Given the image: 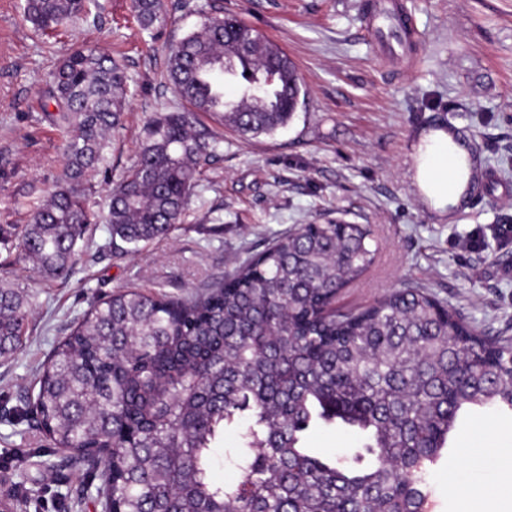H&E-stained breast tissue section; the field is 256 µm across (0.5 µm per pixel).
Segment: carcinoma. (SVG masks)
Instances as JSON below:
<instances>
[{
  "label": "carcinoma",
  "mask_w": 512,
  "mask_h": 512,
  "mask_svg": "<svg viewBox=\"0 0 512 512\" xmlns=\"http://www.w3.org/2000/svg\"><path fill=\"white\" fill-rule=\"evenodd\" d=\"M85 4L26 0L24 15L47 32L76 24ZM132 10L145 30L167 23L161 0H132ZM226 59L238 86L256 72L274 84L225 100ZM160 81L186 107L156 114L112 187L105 223L119 256L167 237L188 210L221 143L200 116L271 135L302 93L278 44L219 12L167 47ZM127 83L116 58L86 45L48 74L67 166L27 224L0 226V243L50 276L73 273L75 248L97 223L86 185L122 125ZM376 252L366 224H300L206 292H114L74 321L17 417L33 418L47 446L98 464L99 492L117 512H428V468L461 412L512 410V340L481 334L419 289L336 308ZM29 314L26 297L1 284L0 358L22 348ZM317 426L366 434L370 467L305 448ZM239 427L241 447L224 451L237 471L228 485L212 453Z\"/></svg>",
  "instance_id": "1"
}]
</instances>
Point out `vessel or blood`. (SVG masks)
Returning a JSON list of instances; mask_svg holds the SVG:
<instances>
[{
	"mask_svg": "<svg viewBox=\"0 0 512 512\" xmlns=\"http://www.w3.org/2000/svg\"><path fill=\"white\" fill-rule=\"evenodd\" d=\"M365 26L377 50L386 57L411 63L414 27L410 17L390 7L388 0H366Z\"/></svg>",
	"mask_w": 512,
	"mask_h": 512,
	"instance_id": "vessel-or-blood-1",
	"label": "vessel or blood"
}]
</instances>
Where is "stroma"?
Wrapping results in <instances>:
<instances>
[{"instance_id": "35a3bbf8", "label": "stroma", "mask_w": 512, "mask_h": 512, "mask_svg": "<svg viewBox=\"0 0 512 512\" xmlns=\"http://www.w3.org/2000/svg\"><path fill=\"white\" fill-rule=\"evenodd\" d=\"M162 2L170 21L156 37L141 30L130 0H96L75 30L47 37L25 22V0H0V225L25 224L66 165L44 77L75 46L122 58L130 77L124 125L92 180L91 201L102 216L113 182L137 159L149 119L181 106L157 80L164 45L212 9L284 48L307 96L288 127L272 135L245 139L205 117L223 142L179 225L138 253L113 256L107 226L98 223L76 246L75 274L62 279L0 244V281L31 302L23 348L0 359V483L13 488L22 512H102L99 471L44 446L32 422L17 418L74 318L121 288L202 292L295 225L340 218L371 226L376 260L343 290L342 306L420 288L486 335L512 338V244L493 234L496 225H512V0H404L418 36L413 67L377 55L363 23L365 0ZM440 126L465 142L474 171L463 203L443 213L418 195L410 173L419 134ZM479 226L487 232L483 245L464 248ZM471 435L512 448V415L465 414L430 470L429 512H457L448 479L461 471ZM363 443L343 427L305 436L306 447L349 458Z\"/></svg>"}]
</instances>
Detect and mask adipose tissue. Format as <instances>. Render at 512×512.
Segmentation results:
<instances>
[{"label":"adipose tissue","instance_id":"adipose-tissue-1","mask_svg":"<svg viewBox=\"0 0 512 512\" xmlns=\"http://www.w3.org/2000/svg\"><path fill=\"white\" fill-rule=\"evenodd\" d=\"M466 146L441 128L421 133L413 147V181L419 194L434 209L447 210L457 206L469 176ZM493 457L469 455L464 464L470 495L462 500L459 512H478L480 501L491 498L496 484L486 478Z\"/></svg>","mask_w":512,"mask_h":512}]
</instances>
